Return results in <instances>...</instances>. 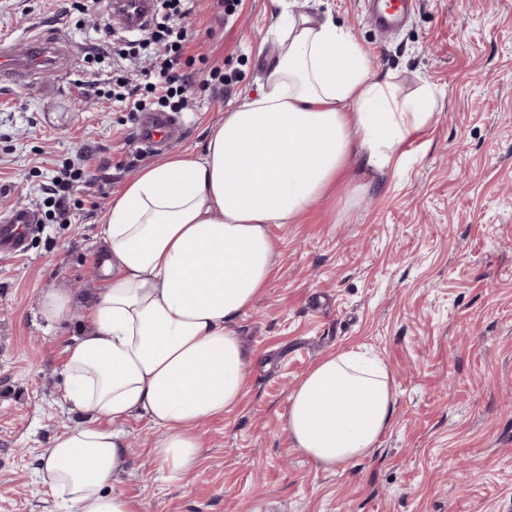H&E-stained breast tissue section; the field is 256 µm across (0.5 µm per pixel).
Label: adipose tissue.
Returning <instances> with one entry per match:
<instances>
[{
	"mask_svg": "<svg viewBox=\"0 0 512 512\" xmlns=\"http://www.w3.org/2000/svg\"><path fill=\"white\" fill-rule=\"evenodd\" d=\"M256 93L209 127L199 153L179 152L128 180L101 223L112 276L87 300L67 348L62 398L86 414L42 458L63 512H140L111 491L129 462L120 426L160 430L157 472L182 480L201 449V421L240 402L249 352L234 331L267 287L278 254L273 226L292 224L353 161L382 173L431 122L420 100L370 78L350 32L305 15L274 29ZM394 380L363 351L322 358L288 398L282 425L325 470L372 453L391 426Z\"/></svg>",
	"mask_w": 512,
	"mask_h": 512,
	"instance_id": "adipose-tissue-1",
	"label": "adipose tissue"
}]
</instances>
